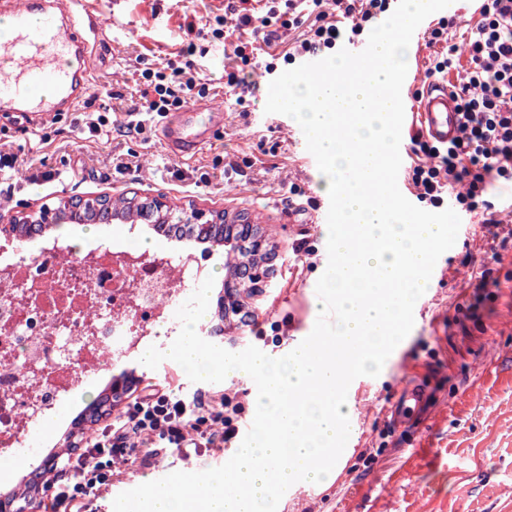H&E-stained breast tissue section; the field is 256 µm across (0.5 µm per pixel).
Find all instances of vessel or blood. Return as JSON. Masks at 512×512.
Instances as JSON below:
<instances>
[{
  "label": "vessel or blood",
  "instance_id": "b4317fda",
  "mask_svg": "<svg viewBox=\"0 0 512 512\" xmlns=\"http://www.w3.org/2000/svg\"><path fill=\"white\" fill-rule=\"evenodd\" d=\"M74 8L59 18L56 0H24L13 8L15 33L0 44V104L21 112L29 126H37L51 116L74 109L90 91L97 60L95 46L102 38V23L92 0H72ZM40 17L41 26L31 30V17ZM49 84L51 96L37 94V87ZM405 110L421 132L439 146H447L458 135L460 114L447 84L429 83L415 94L412 79L402 87ZM224 130V109L192 106L168 113L160 136L166 152L187 159L200 154Z\"/></svg>",
  "mask_w": 512,
  "mask_h": 512
}]
</instances>
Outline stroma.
Segmentation results:
<instances>
[{"mask_svg": "<svg viewBox=\"0 0 512 512\" xmlns=\"http://www.w3.org/2000/svg\"><path fill=\"white\" fill-rule=\"evenodd\" d=\"M98 16L111 43L93 84L109 90L113 117L139 100L136 80L160 59L182 53L198 72L213 78L210 102L223 105L225 130L195 159L167 155L159 137L143 142L125 137L130 172L119 174L108 146L73 128L65 113L60 133L43 149L31 147L16 131L15 115L0 110V149L18 156L19 172L47 165L65 169L82 164L81 174L63 184L29 185L15 192L0 211L39 210L72 196L112 198L162 196L165 202L205 213L243 214L258 224L275 253L267 288L250 299L260 329L250 334L235 320L218 321L223 250L206 254L215 271L207 319L198 329L208 337L222 326V346L240 352L255 346L283 357L309 335L321 311L316 285L328 264V227L316 220L328 196L316 162L302 152L299 131L288 117L266 113L272 81L253 69L256 88L248 106L236 103L219 80L224 46L212 37L209 20L224 12V0H97ZM276 156H267V149ZM223 158L228 169L206 188H193L192 171ZM297 193H290V186ZM461 227L448 260L432 278L415 321L398 354L380 374L366 376L353 399L350 426L356 444L348 451L334 483L290 487L277 512H512V249L501 260L486 257L485 230L477 212H461ZM87 247L122 249L147 239L156 258L181 253L180 244L147 236L143 225L99 224ZM314 246L312 262L293 251L299 242ZM484 262L498 287L474 292L475 262ZM425 398L409 419L394 423L390 408L407 381Z\"/></svg>", "mask_w": 512, "mask_h": 512, "instance_id": "35a3bbf8", "label": "stroma"}]
</instances>
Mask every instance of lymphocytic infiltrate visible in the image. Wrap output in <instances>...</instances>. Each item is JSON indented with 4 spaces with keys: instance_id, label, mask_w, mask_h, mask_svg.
<instances>
[{
    "instance_id": "obj_1",
    "label": "lymphocytic infiltrate",
    "mask_w": 512,
    "mask_h": 512,
    "mask_svg": "<svg viewBox=\"0 0 512 512\" xmlns=\"http://www.w3.org/2000/svg\"><path fill=\"white\" fill-rule=\"evenodd\" d=\"M391 0H227L212 36L229 45L233 64L224 68L228 91H253L247 64L273 72L275 60L292 65L366 41ZM453 19L430 26L435 53L427 76L464 69L455 88L462 123L446 148L409 136L410 178L419 201L452 205L472 212L489 207L493 183L512 184V0H484L481 19L460 59L448 42ZM142 101L126 112V130L142 135L159 118L206 97L209 88L192 62L166 61L142 71ZM242 404L221 389L186 393L167 384L131 391L124 408L89 436L82 448L62 456L49 483L50 512H87L100 504L103 488L123 484L151 467L162 454L183 457L221 448L246 426Z\"/></svg>"
}]
</instances>
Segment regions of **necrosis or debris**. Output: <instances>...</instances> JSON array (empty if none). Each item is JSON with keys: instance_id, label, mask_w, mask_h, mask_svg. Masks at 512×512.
I'll list each match as a JSON object with an SVG mask.
<instances>
[{"instance_id": "1", "label": "necrosis or debris", "mask_w": 512, "mask_h": 512, "mask_svg": "<svg viewBox=\"0 0 512 512\" xmlns=\"http://www.w3.org/2000/svg\"><path fill=\"white\" fill-rule=\"evenodd\" d=\"M113 250L63 252L68 278L46 280L34 267L0 258V441L26 456L24 433L48 424L57 409L112 362L137 351L203 282L199 262L174 260L141 275L137 308L113 286Z\"/></svg>"}]
</instances>
